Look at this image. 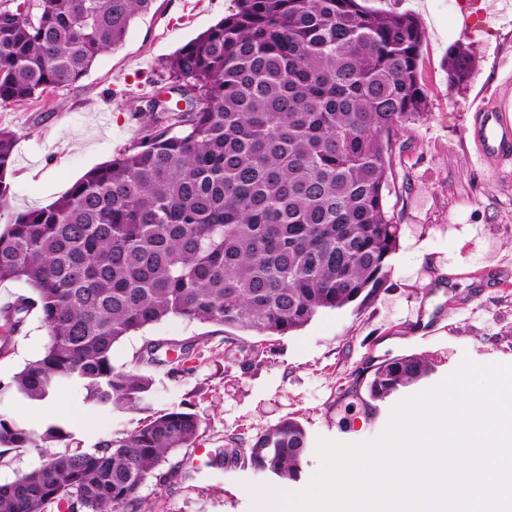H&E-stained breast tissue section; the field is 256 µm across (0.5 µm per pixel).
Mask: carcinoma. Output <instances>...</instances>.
Returning a JSON list of instances; mask_svg holds the SVG:
<instances>
[{
    "instance_id": "obj_1",
    "label": "carcinoma",
    "mask_w": 512,
    "mask_h": 512,
    "mask_svg": "<svg viewBox=\"0 0 512 512\" xmlns=\"http://www.w3.org/2000/svg\"><path fill=\"white\" fill-rule=\"evenodd\" d=\"M155 0H43L0 8V106L77 84ZM424 34L411 15L361 0H236L235 10L166 62L170 89L197 94L190 112L145 109L131 145L87 172L52 205L15 212L7 179L16 136L0 129V282L34 292L0 309L9 331L36 310L42 354L0 396L32 402L73 380L95 409L143 410L152 376L117 368L113 346L170 317L286 335L326 310L358 308L383 288L400 225L387 197L393 139L425 112ZM448 51V83L474 67ZM191 343L167 374L190 371ZM158 344L136 358L162 365ZM432 370L420 355L380 364L370 398L383 401ZM201 420L175 410L91 451L45 455L0 484V512H149L140 489L190 471L160 467L193 448ZM71 437L0 414V447L47 448ZM305 429L279 422L246 453L219 448L208 465L241 463L294 481Z\"/></svg>"
}]
</instances>
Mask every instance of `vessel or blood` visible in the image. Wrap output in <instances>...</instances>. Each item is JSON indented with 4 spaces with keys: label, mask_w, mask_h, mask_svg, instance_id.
Masks as SVG:
<instances>
[{
    "label": "vessel or blood",
    "mask_w": 512,
    "mask_h": 512,
    "mask_svg": "<svg viewBox=\"0 0 512 512\" xmlns=\"http://www.w3.org/2000/svg\"><path fill=\"white\" fill-rule=\"evenodd\" d=\"M470 146L480 163L512 162V113L502 109L497 96L477 99Z\"/></svg>",
    "instance_id": "1"
}]
</instances>
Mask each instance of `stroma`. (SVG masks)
<instances>
[{"instance_id":"obj_1","label":"stroma","mask_w":512,"mask_h":512,"mask_svg":"<svg viewBox=\"0 0 512 512\" xmlns=\"http://www.w3.org/2000/svg\"><path fill=\"white\" fill-rule=\"evenodd\" d=\"M368 6L414 14L425 32L419 73L427 108L394 146L397 180L388 207L401 233L385 287L361 308L320 313L283 336L181 318L128 336L112 349L116 367L133 368L151 342H191L196 349L189 375L173 378L165 368H151L155 384L146 411L91 409L76 382L42 403L0 397L1 414L32 428L68 423L73 437L54 444L57 452L91 449L174 409L198 414L196 447L166 461L170 468L187 465L193 476L143 485L140 495L152 512H261L259 493L278 487V480L248 466L218 469L207 461L230 438L247 447L289 418L303 425L311 443L293 483L304 489L321 467L318 439L357 444L386 428L394 403L372 401L367 390L384 361L416 353L430 362V374L410 389L414 395L466 357L512 363V275L496 272L512 258V165H479L469 150L476 98L512 69V0H368ZM233 7V0H156L78 84L0 106V129L16 135L12 208L50 206L127 148L145 118L147 96L167 82L165 62ZM459 43L474 48L476 69L468 82L452 86L445 58ZM47 340L41 318L30 314L0 354V380L38 358Z\"/></svg>"}]
</instances>
